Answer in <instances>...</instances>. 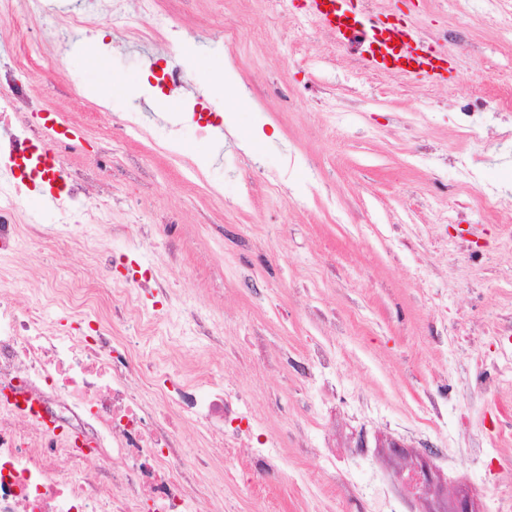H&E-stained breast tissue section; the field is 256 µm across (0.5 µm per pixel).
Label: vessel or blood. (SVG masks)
Instances as JSON below:
<instances>
[{"label":"vessel or blood","mask_w":512,"mask_h":512,"mask_svg":"<svg viewBox=\"0 0 512 512\" xmlns=\"http://www.w3.org/2000/svg\"><path fill=\"white\" fill-rule=\"evenodd\" d=\"M305 4L308 12L335 33L339 41L361 45L367 62L374 68L398 69L415 75L434 70L432 57L414 56L406 51L405 44L412 41V34L381 28L374 17L358 10L356 0H305Z\"/></svg>","instance_id":"vessel-or-blood-1"}]
</instances>
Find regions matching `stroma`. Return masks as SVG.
<instances>
[{"mask_svg": "<svg viewBox=\"0 0 512 512\" xmlns=\"http://www.w3.org/2000/svg\"><path fill=\"white\" fill-rule=\"evenodd\" d=\"M302 0H160L181 36L143 39L151 16L100 23L53 49L77 0L30 22L42 109L79 128L65 166L118 159L94 187L110 221L80 250L26 244L34 275L92 269L99 243L159 267L177 298L224 326V375L284 439L277 470L224 466L226 512H423L396 474L426 456L442 493L512 512V378L493 321L512 313V0H357L445 56L438 75L367 65ZM236 30L226 49L218 26ZM94 53H87L86 45ZM188 75L168 91L169 62ZM232 78L214 91L212 72ZM120 76L136 91L100 101ZM177 107L164 111L160 97ZM112 130L103 142L89 127ZM216 113L223 143L198 124ZM136 118L148 138L120 130ZM494 199L474 202L475 192ZM132 233L113 237L112 228ZM288 352L291 363L276 357ZM485 356V366L475 359Z\"/></svg>", "mask_w": 512, "mask_h": 512, "instance_id": "stroma-1", "label": "stroma"}]
</instances>
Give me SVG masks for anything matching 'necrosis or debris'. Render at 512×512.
<instances>
[{
    "instance_id": "4bbe7bcc",
    "label": "necrosis or debris",
    "mask_w": 512,
    "mask_h": 512,
    "mask_svg": "<svg viewBox=\"0 0 512 512\" xmlns=\"http://www.w3.org/2000/svg\"><path fill=\"white\" fill-rule=\"evenodd\" d=\"M125 18V0H83L69 28ZM4 28L23 52L0 72V512H197L224 498L208 476L224 461L221 448L250 449L255 470L269 471L281 439L261 431L249 396L223 370L183 362L181 336L200 348L217 341L192 305L161 319L143 306L141 279L116 277L110 262L90 283L57 278L63 316L47 295L16 296L25 243L80 246L74 225L98 223L109 207L88 206L86 189L112 168L101 157L81 171L48 165L39 143L66 147L69 136L31 125L14 105L33 102L37 82L53 73L18 80L15 70L40 53L25 45L8 0H0ZM33 177L54 180L60 197L49 232L22 225L18 203ZM156 336L167 339L159 362L139 345Z\"/></svg>"
}]
</instances>
